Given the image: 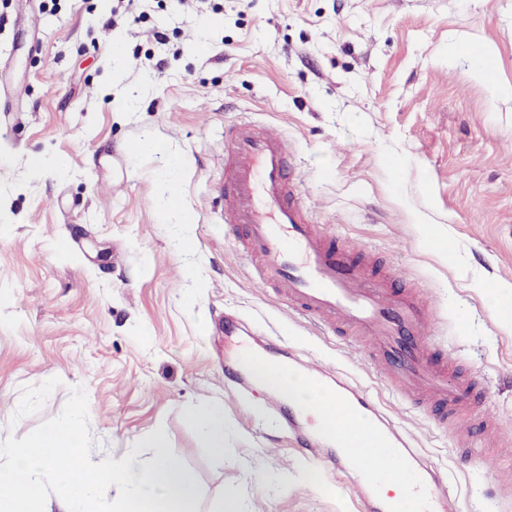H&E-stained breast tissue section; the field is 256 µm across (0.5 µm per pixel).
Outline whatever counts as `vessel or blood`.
Returning <instances> with one entry per match:
<instances>
[{"mask_svg": "<svg viewBox=\"0 0 512 512\" xmlns=\"http://www.w3.org/2000/svg\"><path fill=\"white\" fill-rule=\"evenodd\" d=\"M224 152L230 160L223 188L225 231L232 235L246 226L250 250L264 258L256 281L275 288L300 311L371 337L374 358L406 402L437 410L443 424L461 420L467 404L459 391L449 390L445 366L428 353V310L413 296L387 295L388 281L366 279L358 264L317 230L292 182L287 139L251 123H235L224 129ZM300 376L350 400L360 415L372 418V440L383 451L351 460L365 478V512H397V504L379 497L376 489L381 475L394 472L409 481L417 512H436L441 494L414 467L408 442L359 387L330 380L320 365L302 366ZM321 419L326 428L320 438L307 439L308 451L332 464L350 460L345 445L327 428L332 415L322 412Z\"/></svg>", "mask_w": 512, "mask_h": 512, "instance_id": "b4317fda", "label": "vessel or blood"}]
</instances>
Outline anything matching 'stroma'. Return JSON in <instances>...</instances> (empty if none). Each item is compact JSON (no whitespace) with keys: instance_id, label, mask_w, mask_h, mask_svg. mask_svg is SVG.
<instances>
[{"instance_id":"stroma-1","label":"stroma","mask_w":512,"mask_h":512,"mask_svg":"<svg viewBox=\"0 0 512 512\" xmlns=\"http://www.w3.org/2000/svg\"><path fill=\"white\" fill-rule=\"evenodd\" d=\"M475 43L491 52L483 77ZM4 100L0 441L80 387L92 461L163 431L200 512H362L356 472L322 471L297 444L310 422L290 430L271 391L225 382L244 340L366 389L456 512H512L495 459L461 462L452 429L393 390L369 342L257 283L219 202L226 125L287 138L314 224L419 293L430 352L457 366L449 386L480 382L472 444L512 442V325L488 292L512 287V0H0ZM145 138L159 153L128 152ZM225 313L241 330L213 331ZM212 403L220 457L183 418Z\"/></svg>"}]
</instances>
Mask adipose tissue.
Listing matches in <instances>:
<instances>
[{
  "label": "adipose tissue",
  "instance_id": "1",
  "mask_svg": "<svg viewBox=\"0 0 512 512\" xmlns=\"http://www.w3.org/2000/svg\"><path fill=\"white\" fill-rule=\"evenodd\" d=\"M256 379L260 385L281 392L284 396L294 395L304 398L306 401L304 411L307 414L311 415L325 408L335 409L336 429L351 443L353 456L363 457L374 454V447L366 441L364 435L365 429L369 427L368 422L352 415L344 403L329 393L310 383L302 382L290 370L276 366L257 372ZM184 417L187 422L198 428L208 448L215 455H223L224 409L222 406L214 405L204 410L189 408L186 409Z\"/></svg>",
  "mask_w": 512,
  "mask_h": 512
}]
</instances>
